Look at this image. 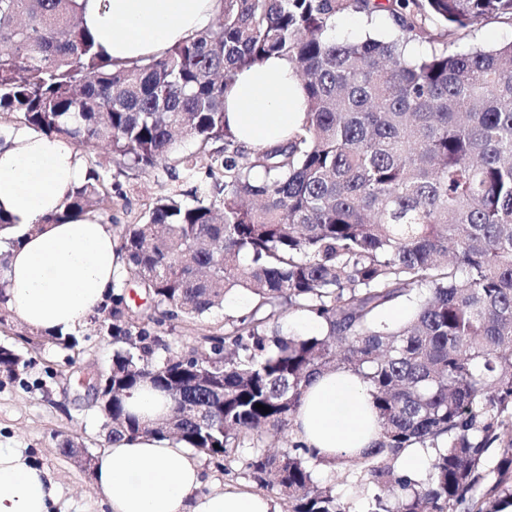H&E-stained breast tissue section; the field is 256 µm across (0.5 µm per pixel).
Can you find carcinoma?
<instances>
[{"mask_svg":"<svg viewBox=\"0 0 512 512\" xmlns=\"http://www.w3.org/2000/svg\"><path fill=\"white\" fill-rule=\"evenodd\" d=\"M349 10L388 13L392 35L336 41L331 20ZM494 21L512 23V0H219L217 23L160 57L116 63L76 0H0L1 114L171 182L195 177L199 154L210 160L204 185L169 189L123 229L112 388L96 400L107 443L165 432L213 460L247 448L245 468L288 512H350L315 484L321 461L294 435L311 380L348 369L380 433L336 465L354 467L367 512H499L512 500V442L488 469L512 426V42L456 46ZM411 42L430 51L409 58ZM271 55L294 64L307 118L286 143L248 150L224 91ZM110 197L92 168L44 223ZM129 281L147 308H130ZM234 291L254 305L224 332L187 351L159 335ZM403 300L407 319L379 320ZM285 310L322 332L284 333ZM26 365L0 346V378ZM145 387L167 413L131 410ZM406 448L430 454L426 477L398 472Z\"/></svg>","mask_w":512,"mask_h":512,"instance_id":"obj_1","label":"carcinoma"}]
</instances>
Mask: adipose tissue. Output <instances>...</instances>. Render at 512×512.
Instances as JSON below:
<instances>
[{
    "label": "adipose tissue",
    "mask_w": 512,
    "mask_h": 512,
    "mask_svg": "<svg viewBox=\"0 0 512 512\" xmlns=\"http://www.w3.org/2000/svg\"><path fill=\"white\" fill-rule=\"evenodd\" d=\"M80 17L104 54L116 61L163 55L210 25L217 0H78ZM226 120L248 149L275 146L305 119L301 82L285 58L271 56L236 74L225 93ZM87 178L76 148L24 125L0 143V211L14 239L5 272L8 307L31 329L65 335L84 324L126 267L109 225L85 215L63 224V211ZM295 435L327 459L371 448L379 427L366 383L341 369L305 390ZM95 479L112 512H277L268 496L226 484L202 492L199 459L163 434L113 443L97 460ZM55 487L18 448L0 447V512H52Z\"/></svg>",
    "instance_id": "adipose-tissue-1"
}]
</instances>
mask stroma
<instances>
[{"label":"stroma","instance_id":"obj_1","mask_svg":"<svg viewBox=\"0 0 512 512\" xmlns=\"http://www.w3.org/2000/svg\"><path fill=\"white\" fill-rule=\"evenodd\" d=\"M392 29L387 13H378L371 20L364 13L349 11L336 15L331 34L338 41L354 42L368 36L386 38ZM79 154L84 163H100L111 176L112 201L106 209L115 219L114 234L135 223L162 192L160 181L153 176L119 170L107 147H83ZM250 306L248 294L235 293L223 307L213 309L202 326L176 321L162 326L161 333L187 348L194 344L199 329L223 332L225 317L242 314ZM109 311L104 305L92 314L75 334L77 346L68 349L17 321L9 308L0 307V345L18 351L27 362L17 377L0 379V445L22 449L33 464L49 474L57 488L55 512H109L94 473L57 447L65 437L80 442L95 456L107 447L92 395L78 378L91 371H108L112 364V340L104 326ZM314 480L320 487L333 489L352 512H365L366 501L355 477L334 466L321 465L314 472Z\"/></svg>","mask_w":512,"mask_h":512}]
</instances>
